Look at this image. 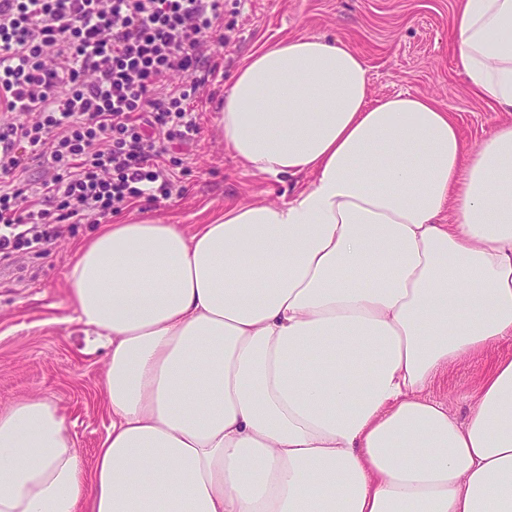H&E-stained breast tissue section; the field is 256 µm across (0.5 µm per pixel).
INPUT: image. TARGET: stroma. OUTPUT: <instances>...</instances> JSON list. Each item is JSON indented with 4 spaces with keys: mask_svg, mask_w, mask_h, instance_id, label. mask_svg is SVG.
I'll return each instance as SVG.
<instances>
[{
    "mask_svg": "<svg viewBox=\"0 0 512 512\" xmlns=\"http://www.w3.org/2000/svg\"><path fill=\"white\" fill-rule=\"evenodd\" d=\"M456 0H242L225 14L228 43L212 45L220 74L199 103L200 134L180 157L183 196L123 211L126 219L204 224L230 202H283L307 185L304 176L276 181L242 169L224 150L220 103L232 74L257 48L298 35L337 37L366 63L373 97L412 92L450 112L469 143L488 136L498 118L454 67L448 20ZM96 225L62 226L47 251L16 252L0 263V409L25 397L54 400L85 463H92L112 422L101 395L107 370L103 351L87 352L86 336L70 320L65 275L77 244ZM477 358L449 371L439 386L449 409L468 412L464 396L482 375Z\"/></svg>",
    "mask_w": 512,
    "mask_h": 512,
    "instance_id": "1",
    "label": "stroma"
}]
</instances>
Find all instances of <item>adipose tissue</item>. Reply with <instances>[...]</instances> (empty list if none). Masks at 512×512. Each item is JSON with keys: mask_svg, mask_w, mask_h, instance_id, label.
<instances>
[{"mask_svg": "<svg viewBox=\"0 0 512 512\" xmlns=\"http://www.w3.org/2000/svg\"><path fill=\"white\" fill-rule=\"evenodd\" d=\"M448 40L512 115V0H459ZM221 114L245 169L309 183L82 241L66 303L112 424L88 466L54 401L0 409V512H512V118L469 145L308 35L249 54ZM477 356L460 418L438 386Z\"/></svg>", "mask_w": 512, "mask_h": 512, "instance_id": "obj_1", "label": "adipose tissue"}]
</instances>
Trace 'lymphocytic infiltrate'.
I'll return each mask as SVG.
<instances>
[{
	"label": "lymphocytic infiltrate",
	"instance_id": "obj_1",
	"mask_svg": "<svg viewBox=\"0 0 512 512\" xmlns=\"http://www.w3.org/2000/svg\"><path fill=\"white\" fill-rule=\"evenodd\" d=\"M226 0H0V258L182 194Z\"/></svg>",
	"mask_w": 512,
	"mask_h": 512
}]
</instances>
